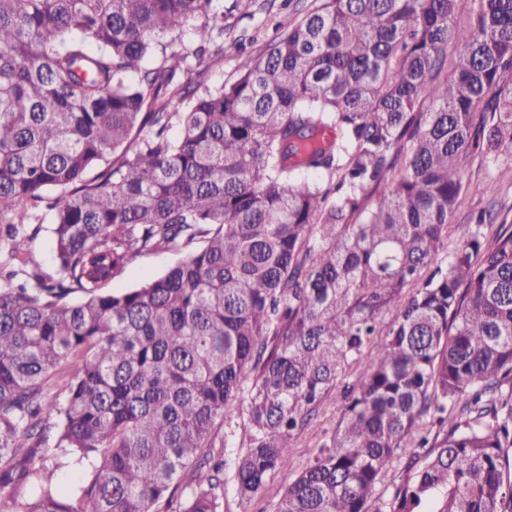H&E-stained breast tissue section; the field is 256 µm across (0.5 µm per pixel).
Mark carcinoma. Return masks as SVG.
Listing matches in <instances>:
<instances>
[{"mask_svg":"<svg viewBox=\"0 0 512 512\" xmlns=\"http://www.w3.org/2000/svg\"><path fill=\"white\" fill-rule=\"evenodd\" d=\"M241 2L0 0V512H224L336 398L273 512H512V224L448 246L462 157L512 165V0H321L210 87ZM40 225L38 233L34 234L36 227ZM51 225L48 219L43 224H29L25 226L24 233L30 237L28 242L29 260L28 269L38 267L45 272L52 270L51 254ZM182 254L174 251H158L133 258L126 267L122 277L112 282V291H126L139 286L144 281L160 276L174 265Z\"/></svg>","mask_w":512,"mask_h":512,"instance_id":"obj_1","label":"carcinoma"}]
</instances>
